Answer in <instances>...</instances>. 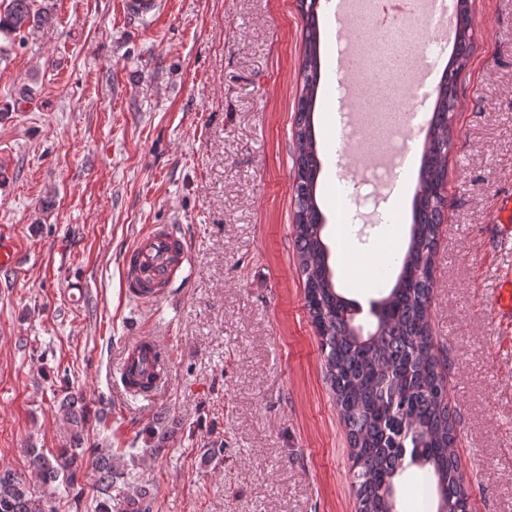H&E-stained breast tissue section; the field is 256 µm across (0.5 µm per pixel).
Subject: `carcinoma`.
Masks as SVG:
<instances>
[{
	"label": "carcinoma",
	"mask_w": 512,
	"mask_h": 512,
	"mask_svg": "<svg viewBox=\"0 0 512 512\" xmlns=\"http://www.w3.org/2000/svg\"><path fill=\"white\" fill-rule=\"evenodd\" d=\"M320 0H299L304 20L299 61L301 92L293 123L295 248L305 277L306 307L320 337L325 369L350 441L352 479L359 512H400L397 477L415 467L435 481V512H469L468 486L458 463L456 428L448 406L441 363L433 350L428 307L443 213L448 206L451 126L457 85L474 39L472 0H458V45L435 90L419 181L412 202L410 242L401 271L387 295L371 305L374 330L354 323L359 307L333 282L329 250L322 238L324 215L317 201L321 172L314 112L322 77ZM35 0H0V36H16L47 18ZM73 444L56 452L30 449V467L46 486L74 492L81 512L79 465L85 412L65 405ZM97 476L94 512H154V502L135 477L112 466V454L93 449ZM0 512H54L30 485L0 468Z\"/></svg>",
	"instance_id": "obj_1"
}]
</instances>
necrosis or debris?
<instances>
[{
	"label": "necrosis or debris",
	"instance_id": "1",
	"mask_svg": "<svg viewBox=\"0 0 512 512\" xmlns=\"http://www.w3.org/2000/svg\"><path fill=\"white\" fill-rule=\"evenodd\" d=\"M354 35L360 50V59L374 58V66L363 64L346 79L347 92H354L378 81L386 88L372 103L361 105L351 121L345 138L351 149L365 158L356 176L360 187L379 189L389 182L392 167L401 146L407 145L404 130L410 129L411 96L403 72L388 68L387 63L397 54L401 45L414 42L417 31L427 30L430 21V0H413L410 8L399 15L383 39L373 41L378 0H351Z\"/></svg>",
	"mask_w": 512,
	"mask_h": 512
}]
</instances>
